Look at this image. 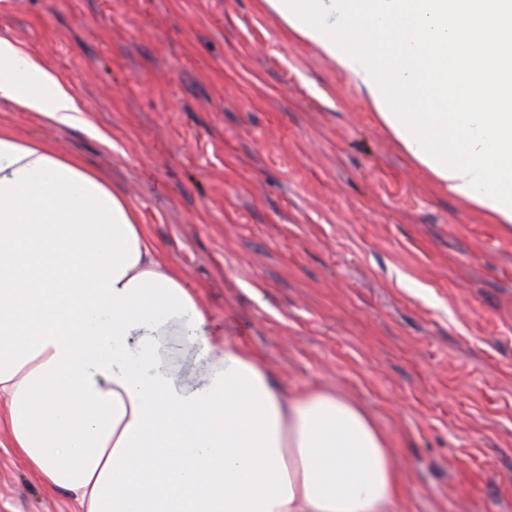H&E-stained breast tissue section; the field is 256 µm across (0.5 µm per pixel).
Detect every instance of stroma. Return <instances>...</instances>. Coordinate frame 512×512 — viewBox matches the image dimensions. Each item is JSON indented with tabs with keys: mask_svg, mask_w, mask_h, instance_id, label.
<instances>
[{
	"mask_svg": "<svg viewBox=\"0 0 512 512\" xmlns=\"http://www.w3.org/2000/svg\"><path fill=\"white\" fill-rule=\"evenodd\" d=\"M83 122L0 126L127 193L215 327L281 386L332 384L398 457V512H512V235L412 163L262 0H0ZM0 427V512H75Z\"/></svg>",
	"mask_w": 512,
	"mask_h": 512,
	"instance_id": "35a3bbf8",
	"label": "stroma"
}]
</instances>
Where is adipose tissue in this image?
Wrapping results in <instances>:
<instances>
[{"label":"adipose tissue","mask_w":512,"mask_h":512,"mask_svg":"<svg viewBox=\"0 0 512 512\" xmlns=\"http://www.w3.org/2000/svg\"><path fill=\"white\" fill-rule=\"evenodd\" d=\"M0 97L80 120L5 37ZM0 400L11 448L84 512H396L401 497L394 449L356 400L284 394L211 325L122 190L5 126Z\"/></svg>","instance_id":"ef3b65f1"}]
</instances>
